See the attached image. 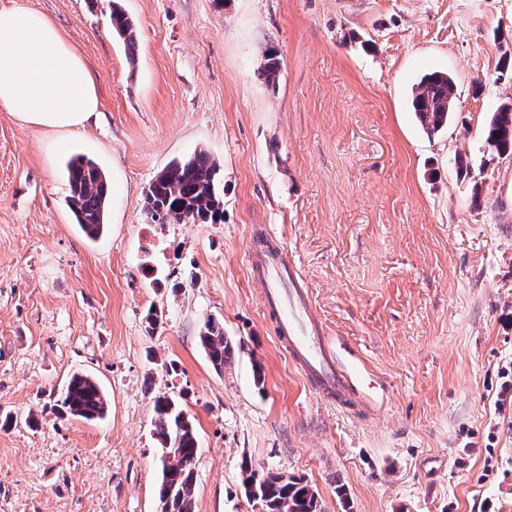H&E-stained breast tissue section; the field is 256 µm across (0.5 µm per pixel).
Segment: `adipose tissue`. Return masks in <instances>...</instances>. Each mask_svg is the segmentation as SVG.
Returning a JSON list of instances; mask_svg holds the SVG:
<instances>
[{"label": "adipose tissue", "instance_id": "1", "mask_svg": "<svg viewBox=\"0 0 512 512\" xmlns=\"http://www.w3.org/2000/svg\"><path fill=\"white\" fill-rule=\"evenodd\" d=\"M97 110L94 79L54 22L38 11L0 8V111L71 129Z\"/></svg>", "mask_w": 512, "mask_h": 512}]
</instances>
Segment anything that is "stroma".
Returning <instances> with one entry per match:
<instances>
[{
  "label": "stroma",
  "mask_w": 512,
  "mask_h": 512,
  "mask_svg": "<svg viewBox=\"0 0 512 512\" xmlns=\"http://www.w3.org/2000/svg\"><path fill=\"white\" fill-rule=\"evenodd\" d=\"M116 4L138 28L132 59ZM4 7L58 25L99 111L72 131L0 112V512H160L162 393L195 423L196 512H255L246 462L304 477L326 512H512V156L484 138L512 101V0ZM437 70L456 112L430 137L411 89ZM200 150L223 223H153L149 183ZM79 155L110 184L95 240L69 205ZM264 234L361 364L368 414L310 391L278 343L247 272ZM210 319L236 346L220 372L198 343ZM77 372L103 387L104 419L61 414Z\"/></svg>",
  "instance_id": "stroma-1"
}]
</instances>
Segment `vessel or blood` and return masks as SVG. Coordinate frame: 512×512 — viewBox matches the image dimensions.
I'll return each instance as SVG.
<instances>
[{
	"label": "vessel or blood",
	"mask_w": 512,
	"mask_h": 512,
	"mask_svg": "<svg viewBox=\"0 0 512 512\" xmlns=\"http://www.w3.org/2000/svg\"><path fill=\"white\" fill-rule=\"evenodd\" d=\"M248 262L254 282L263 290L277 337L307 385L337 408H364L359 367L344 365L333 351L313 311L308 285L281 246L272 237L259 238Z\"/></svg>",
	"instance_id": "obj_1"
}]
</instances>
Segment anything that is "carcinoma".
I'll use <instances>...</instances> for the list:
<instances>
[{
  "label": "carcinoma",
  "mask_w": 512,
  "mask_h": 512,
  "mask_svg": "<svg viewBox=\"0 0 512 512\" xmlns=\"http://www.w3.org/2000/svg\"><path fill=\"white\" fill-rule=\"evenodd\" d=\"M112 29L123 38L128 55L134 56L137 33L133 23L118 7L112 10ZM281 63L268 51L258 76L274 87ZM455 82L442 71L424 74L413 85L411 105L423 131L432 136L445 127L455 112ZM486 143L500 155H512V104L492 112L485 129ZM69 203L76 223L90 238L106 229L109 184L100 166L84 156L67 165ZM147 215L156 224H221L224 222V185L210 155L198 151L174 161L149 183L144 193ZM200 346L218 372L231 362L235 347L224 330L209 320L198 335ZM61 409L87 421L107 415L108 402L98 382L87 374L76 373L60 395ZM154 436L161 448L162 480L159 501L163 512H195L194 469L198 442L192 421L176 397L155 396ZM246 498L258 499L265 512H324L314 488L303 479L282 472L258 470L251 464L242 469Z\"/></svg>",
  "instance_id": "obj_1"
}]
</instances>
